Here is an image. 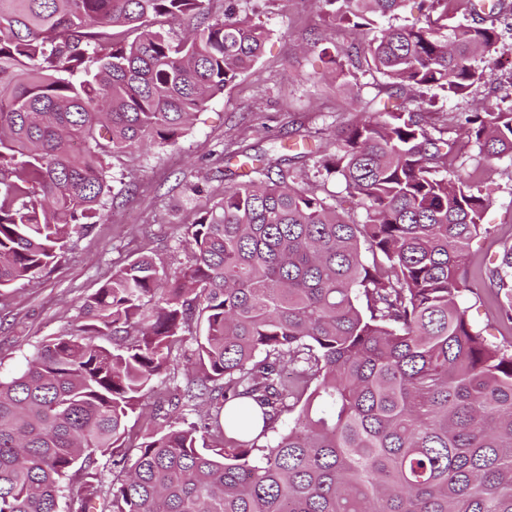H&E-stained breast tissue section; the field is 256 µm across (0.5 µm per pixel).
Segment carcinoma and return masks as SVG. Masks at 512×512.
<instances>
[{
  "mask_svg": "<svg viewBox=\"0 0 512 512\" xmlns=\"http://www.w3.org/2000/svg\"><path fill=\"white\" fill-rule=\"evenodd\" d=\"M241 2L212 19L210 0H0V290L104 220L112 157L176 143L253 66L267 32ZM319 2L357 34L408 0ZM428 2L427 26L330 57L385 79L376 117L305 152L364 220L299 186L293 158L224 146L250 169L188 225L178 274L145 256L114 268L75 332L0 378V512H60L70 483L68 512H512V244L484 268L506 332L493 345L459 302L489 194L448 168L456 140L434 111L481 82L500 35ZM462 125L512 160V89ZM187 335L192 375L126 444ZM198 400L215 445L183 414ZM159 405V396L157 393H148L142 400L139 408L130 415L127 426L128 429L136 433H144L149 423L150 414Z\"/></svg>",
  "mask_w": 512,
  "mask_h": 512,
  "instance_id": "obj_1",
  "label": "carcinoma"
}]
</instances>
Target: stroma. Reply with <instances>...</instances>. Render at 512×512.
<instances>
[{"label": "stroma", "mask_w": 512, "mask_h": 512, "mask_svg": "<svg viewBox=\"0 0 512 512\" xmlns=\"http://www.w3.org/2000/svg\"><path fill=\"white\" fill-rule=\"evenodd\" d=\"M244 8L268 33L255 66L212 99L176 144L113 158L108 182L114 197L105 221L74 233L33 280L0 291L1 376L23 369L49 338L73 331L80 299L128 258L148 255L167 276L177 274L187 260V225L232 183L223 154L226 142H239L252 155H273L281 143L309 133L322 139L332 126L374 113L382 77L365 76L360 96H353L345 78H325L318 49H300L321 37L339 46L350 39L345 28L325 18L319 0H246ZM510 86L512 68L489 56L482 83L469 98L445 102L444 109L454 114L491 107L501 89ZM453 167L491 191L483 216L489 231L471 245L474 271L496 260L503 242L512 243V162L484 158L470 145ZM294 172L299 185L313 187L338 211L362 219L344 184L318 175L313 160L297 159ZM462 303L488 342L501 343L491 293L466 294Z\"/></svg>", "instance_id": "1"}]
</instances>
